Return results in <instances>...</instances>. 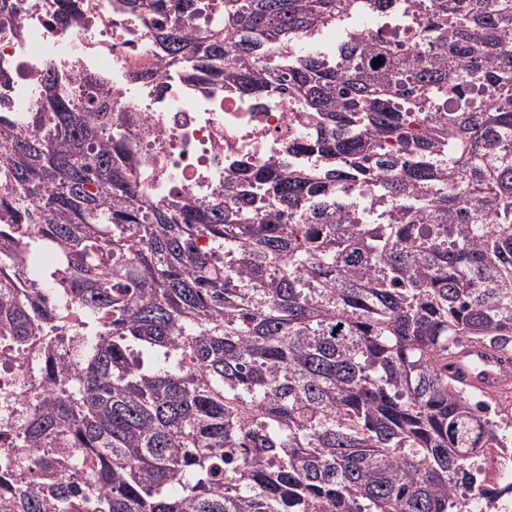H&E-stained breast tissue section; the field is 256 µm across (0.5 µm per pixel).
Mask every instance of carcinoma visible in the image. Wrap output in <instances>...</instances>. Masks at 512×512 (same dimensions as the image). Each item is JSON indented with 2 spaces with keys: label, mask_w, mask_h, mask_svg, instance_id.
<instances>
[{
  "label": "carcinoma",
  "mask_w": 512,
  "mask_h": 512,
  "mask_svg": "<svg viewBox=\"0 0 512 512\" xmlns=\"http://www.w3.org/2000/svg\"><path fill=\"white\" fill-rule=\"evenodd\" d=\"M61 30L79 0H49ZM169 64L286 92L309 127L159 200L51 69L0 117V338L50 388L0 447V512H491L508 395L448 375L512 355V0H122ZM406 40L284 53L341 17ZM207 30L191 34L189 22ZM382 63L373 67V60ZM25 253L55 256L30 274ZM57 298L50 306L46 295Z\"/></svg>",
  "instance_id": "obj_1"
}]
</instances>
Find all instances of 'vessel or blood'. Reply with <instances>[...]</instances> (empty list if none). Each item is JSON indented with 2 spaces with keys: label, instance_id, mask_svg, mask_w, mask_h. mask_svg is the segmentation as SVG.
Masks as SVG:
<instances>
[{
  "label": "vessel or blood",
  "instance_id": "b4317fda",
  "mask_svg": "<svg viewBox=\"0 0 512 512\" xmlns=\"http://www.w3.org/2000/svg\"><path fill=\"white\" fill-rule=\"evenodd\" d=\"M449 365L450 375L464 385L485 392L512 387V366L501 364L488 346L479 345L456 354Z\"/></svg>",
  "mask_w": 512,
  "mask_h": 512
}]
</instances>
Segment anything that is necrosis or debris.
<instances>
[{
    "label": "necrosis or debris",
    "mask_w": 512,
    "mask_h": 512,
    "mask_svg": "<svg viewBox=\"0 0 512 512\" xmlns=\"http://www.w3.org/2000/svg\"><path fill=\"white\" fill-rule=\"evenodd\" d=\"M80 5L79 22L65 32L46 0H25L8 32H0V112L18 127L38 109L43 73L53 66L67 85L95 84L97 103L112 102L138 119L130 146L156 196L221 193L225 171L241 160L278 155L297 162L288 151L302 120L297 100L276 92L256 102L197 81L146 48L136 17L105 0ZM4 351L0 345V398L38 392L36 366H10Z\"/></svg>",
    "instance_id": "4bbe7bcc"
}]
</instances>
